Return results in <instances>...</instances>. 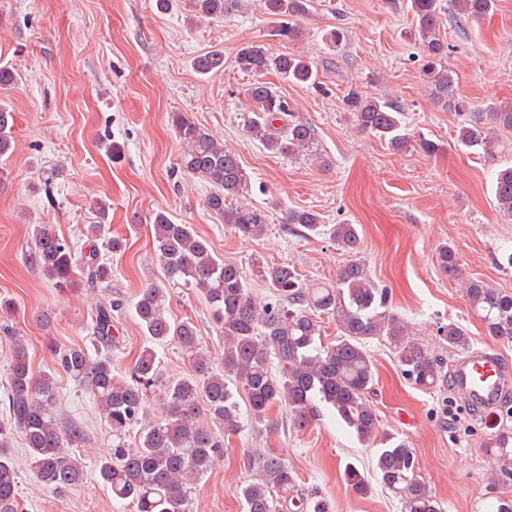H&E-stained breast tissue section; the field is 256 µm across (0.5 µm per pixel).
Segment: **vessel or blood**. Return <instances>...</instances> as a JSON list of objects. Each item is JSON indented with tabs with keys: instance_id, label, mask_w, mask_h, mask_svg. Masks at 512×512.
Here are the masks:
<instances>
[{
	"instance_id": "b4317fda",
	"label": "vessel or blood",
	"mask_w": 512,
	"mask_h": 512,
	"mask_svg": "<svg viewBox=\"0 0 512 512\" xmlns=\"http://www.w3.org/2000/svg\"><path fill=\"white\" fill-rule=\"evenodd\" d=\"M454 385L461 400L486 415L504 393L512 390V368L494 350L475 351L459 362Z\"/></svg>"
}]
</instances>
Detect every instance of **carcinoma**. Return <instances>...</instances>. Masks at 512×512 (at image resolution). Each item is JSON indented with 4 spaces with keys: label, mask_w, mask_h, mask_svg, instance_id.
I'll list each match as a JSON object with an SVG mask.
<instances>
[{
    "label": "carcinoma",
    "mask_w": 512,
    "mask_h": 512,
    "mask_svg": "<svg viewBox=\"0 0 512 512\" xmlns=\"http://www.w3.org/2000/svg\"><path fill=\"white\" fill-rule=\"evenodd\" d=\"M201 17H222L241 7L242 0H191ZM263 14L276 36L291 39L298 33L297 20L310 12L312 0H260ZM461 15L477 20L494 7V0H458ZM415 39L427 56L423 75L433 99L442 108L463 115L466 101L457 93L452 71L443 64L447 56L440 38L441 0H410ZM239 68L252 76L246 89L251 115L245 129L274 154L295 158L315 156V130L295 118L288 101L265 77L271 73L297 85L319 87L318 71L303 55H274L262 44L240 48ZM194 71L208 76L224 69V53L211 50L192 61ZM346 104L358 127L395 149L411 141L404 132L403 110L397 103L352 91ZM496 127L512 129V105L493 106L487 113ZM181 144L180 165L187 174L208 183L212 190L208 208L239 236L263 233L268 210L244 199L249 175L237 153L201 129L182 112L170 115ZM12 116L0 105V156L13 147ZM458 141L479 146L485 152L495 147L480 119L460 127ZM493 193L499 212L512 217V167L498 171ZM283 223L295 224L325 235L350 256L332 284H307L287 264L252 263L254 277L273 290L271 298L258 303L249 295L247 273L237 262L213 254L208 239L190 224H175L164 213L151 224L154 250L164 272V281L149 283L134 304L145 335L154 344L176 342L187 354L192 374L164 385L165 417L144 431L133 448L126 432L136 427L147 408V390L160 379L153 348H144L129 375L112 367V313L119 304L100 302L92 323V347L52 345L56 371L73 378L100 406L112 431L110 453L96 464L102 483L112 497L127 502L133 512H192V490L213 466L224 448V432L241 430L239 398H245L255 423L261 424L278 406H287L302 427L324 404L350 432L364 443L382 445L374 470L381 484L401 501L403 512H442V504L418 474L416 449L402 439L382 435L377 413L367 399L374 381L372 360L366 342L385 338L395 349L405 378L420 390H432L445 378L441 362L424 344L414 340L408 327L389 302L388 291L376 284L366 264L358 257L361 239L352 224L322 223L310 210H289ZM25 259L60 292L80 286L94 291L112 281V267L95 245L84 253L59 236L50 224L33 230ZM440 268L452 278L462 276L455 250L443 245L437 253ZM170 288H200L213 319L224 332L221 366L198 347L197 328L189 320L175 322L166 315ZM470 311L484 324L488 336L512 343V293L481 281L470 280L464 288ZM336 320L340 336L325 344L318 319ZM448 349L464 353L470 336L450 321L438 328ZM14 355L6 388L7 422L0 423V512H23L15 466L2 449L14 435L23 437L29 465L39 484L53 490L78 486L84 464L69 455L83 440L77 427L67 429L56 416L59 395L55 374L34 377L30 372L24 340L7 331ZM485 453L493 482L512 481V432L488 439ZM258 478L236 487L244 512H286L293 502L296 477L288 463L272 452L257 454ZM344 480L358 495L369 492L365 474L353 464L346 466ZM305 512H332L316 492L299 498Z\"/></svg>",
    "instance_id": "cac0c4a2"
}]
</instances>
